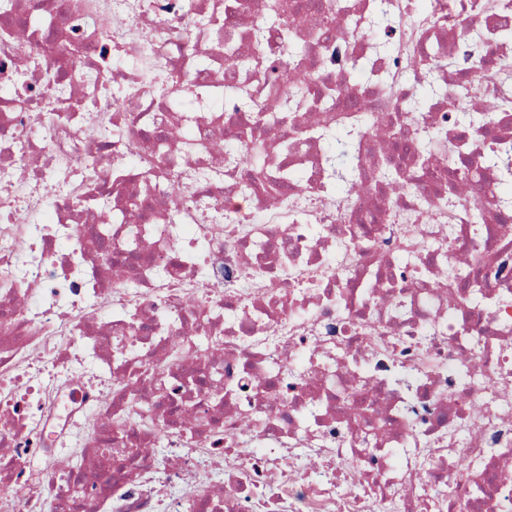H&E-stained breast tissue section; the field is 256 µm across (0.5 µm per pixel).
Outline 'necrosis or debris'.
<instances>
[{"mask_svg":"<svg viewBox=\"0 0 512 512\" xmlns=\"http://www.w3.org/2000/svg\"><path fill=\"white\" fill-rule=\"evenodd\" d=\"M238 2L0 0V512H512V225L485 164L512 109L489 134L455 113L512 96L495 37L512 0H436L425 18L318 0L290 68L342 93L277 125L285 85L221 48L281 62L275 39L251 41L259 0ZM384 7L400 50L374 56L346 22ZM135 52L190 82L208 55L205 81L234 74L257 108L174 101L116 66ZM437 52L457 60L455 97L411 120ZM366 55L390 87L350 84ZM365 111L379 123L339 203L313 131ZM420 126L453 156L399 153L390 194L374 171ZM231 130L242 158L214 161L203 141ZM286 169L302 180L273 192Z\"/></svg>","mask_w":512,"mask_h":512,"instance_id":"4bbe7bcc","label":"necrosis or debris"}]
</instances>
